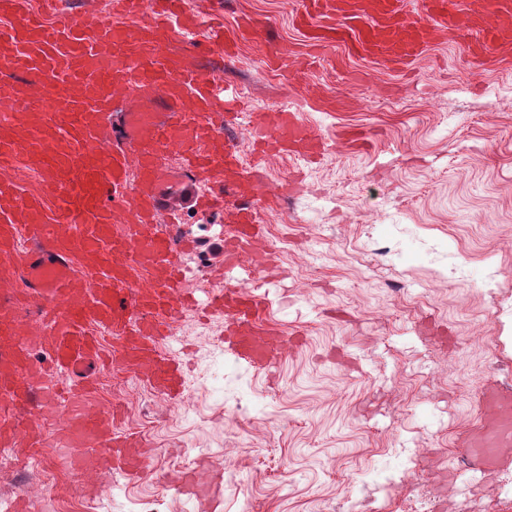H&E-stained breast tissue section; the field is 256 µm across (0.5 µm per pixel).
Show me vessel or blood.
<instances>
[{
	"mask_svg": "<svg viewBox=\"0 0 512 512\" xmlns=\"http://www.w3.org/2000/svg\"><path fill=\"white\" fill-rule=\"evenodd\" d=\"M149 23L66 15L44 22L29 0H0V101L16 106L0 124V169L15 160L36 172L42 196L21 195L0 179V447L20 462L46 447L38 419L57 404L72 406L66 420L70 468L80 472L85 449L108 468L136 480L149 451L132 432L118 430L102 412L94 379L118 363L171 403L184 393L182 362L163 350L183 312L220 314L236 357L271 372L293 343L270 316L279 270L265 246L254 193L229 214L218 285L202 295L185 291L178 252L161 228L173 205L161 195L172 173L161 161L178 149L183 172L203 180L202 208L227 202L236 174L263 184L268 156L315 158L322 143L297 113L279 110L255 123L251 163L223 133L225 118L246 107L233 90L218 91L213 76L166 53L194 21L184 0H115ZM413 19L406 0H305L302 22L328 19L316 45L340 39L360 54L406 68L434 43L469 44L472 60L487 64L512 54V0H465L449 15L447 0H424ZM57 201L49 209L45 196ZM39 316L29 326V311ZM113 337L103 348L99 332ZM479 419L460 445L470 466L497 468L512 457V391L494 385L479 394ZM184 500L203 490L196 468L172 484Z\"/></svg>",
	"mask_w": 512,
	"mask_h": 512,
	"instance_id": "1",
	"label": "vessel or blood"
}]
</instances>
